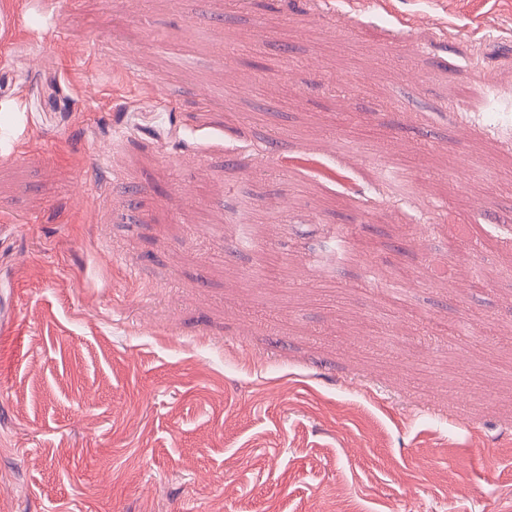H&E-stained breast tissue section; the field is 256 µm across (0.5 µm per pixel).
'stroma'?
I'll return each instance as SVG.
<instances>
[{
    "label": "stroma",
    "mask_w": 512,
    "mask_h": 512,
    "mask_svg": "<svg viewBox=\"0 0 512 512\" xmlns=\"http://www.w3.org/2000/svg\"><path fill=\"white\" fill-rule=\"evenodd\" d=\"M213 2L0 0V512H512V0ZM384 168L392 172L395 179L390 180L391 191L401 197L414 200L423 196L419 179L400 166L397 157L385 161Z\"/></svg>",
    "instance_id": "obj_1"
}]
</instances>
